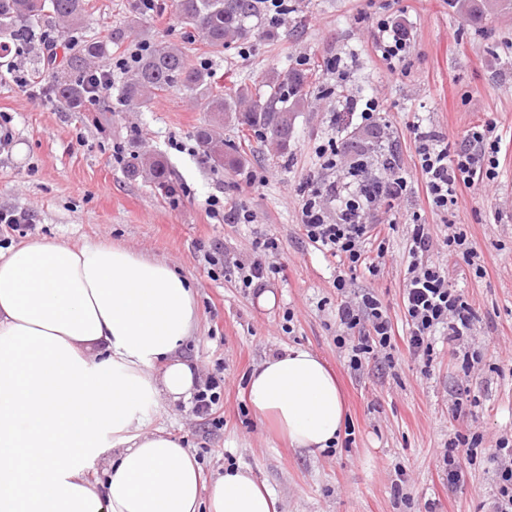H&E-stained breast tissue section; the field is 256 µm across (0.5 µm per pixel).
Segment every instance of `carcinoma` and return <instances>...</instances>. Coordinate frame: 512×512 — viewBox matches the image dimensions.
Wrapping results in <instances>:
<instances>
[{
  "instance_id": "cac0c4a2",
  "label": "carcinoma",
  "mask_w": 512,
  "mask_h": 512,
  "mask_svg": "<svg viewBox=\"0 0 512 512\" xmlns=\"http://www.w3.org/2000/svg\"><path fill=\"white\" fill-rule=\"evenodd\" d=\"M466 11L480 14L491 6L503 10L512 7V0H461ZM259 0H171L170 7L178 22L201 36L208 51L221 54L234 39L250 36L249 22L259 16ZM85 0H0V50L15 42L32 39L30 21L48 16L59 19L63 27L57 39L69 42L80 29L86 16ZM108 42L82 41L67 59L66 65L49 75L43 94L76 110L93 94L97 68L106 55ZM308 75L295 73L281 86L268 79L267 97L253 98L247 86L235 84L219 91L213 88L207 70L190 65L183 48L157 40L150 44L139 61L116 88L112 102L103 111H121L129 107H144L150 95L180 86L201 101L210 119L196 131V140L204 157L216 168L237 163L224 153V122L234 121L253 130L285 149L294 124V114L304 106ZM127 174L136 179L164 186L167 182L165 163L152 156L144 162L128 165Z\"/></svg>"
}]
</instances>
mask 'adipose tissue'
I'll return each mask as SVG.
<instances>
[{
    "label": "adipose tissue",
    "mask_w": 512,
    "mask_h": 512,
    "mask_svg": "<svg viewBox=\"0 0 512 512\" xmlns=\"http://www.w3.org/2000/svg\"><path fill=\"white\" fill-rule=\"evenodd\" d=\"M197 326L193 283L129 247L0 248V512H279L241 468L205 479L150 419L195 392L179 347ZM247 398L295 448L325 450L345 427L335 375L301 347L259 362ZM91 461L104 474L96 485Z\"/></svg>",
    "instance_id": "adipose-tissue-1"
}]
</instances>
